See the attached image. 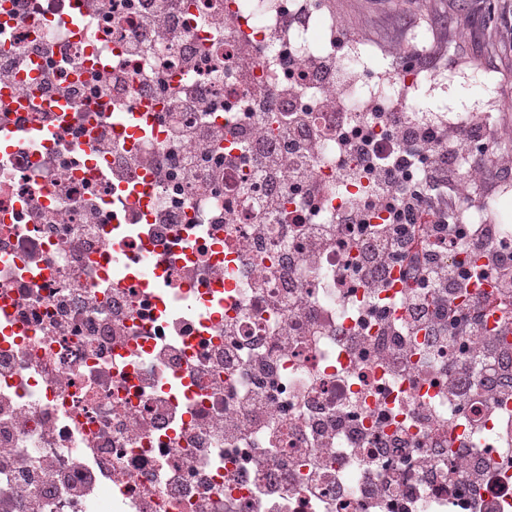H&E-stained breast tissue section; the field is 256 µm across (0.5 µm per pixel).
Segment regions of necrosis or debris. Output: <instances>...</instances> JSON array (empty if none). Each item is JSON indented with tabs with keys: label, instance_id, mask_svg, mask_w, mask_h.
<instances>
[{
	"label": "necrosis or debris",
	"instance_id": "necrosis-or-debris-1",
	"mask_svg": "<svg viewBox=\"0 0 512 512\" xmlns=\"http://www.w3.org/2000/svg\"><path fill=\"white\" fill-rule=\"evenodd\" d=\"M166 2L110 0V19L85 8L74 25L72 0H28L24 16L0 0V91L73 108L0 120V512H512V393L487 394L471 358L488 341L512 359V307L486 311L476 336L387 335L384 322L408 318L398 270L373 297L350 280L357 252L292 255L286 228L306 201L287 173L277 212L258 200L253 140L279 145L301 112L327 188L311 222L336 224L370 189L341 177L359 163L342 137L365 125L362 103L444 90L447 73L337 45L314 0H177L180 41L145 37V8ZM287 57L332 60L342 113L323 111L324 80H299ZM101 76L108 120L89 110ZM158 79L182 109L150 91ZM143 100L153 129L119 136ZM182 127L224 137L181 139ZM186 152L221 160L217 190L158 169ZM506 200L461 198L447 220L512 245ZM295 297L314 313L298 330ZM397 348L400 369L386 360ZM452 360L469 368L455 401Z\"/></svg>",
	"mask_w": 512,
	"mask_h": 512
}]
</instances>
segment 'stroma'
Listing matches in <instances>:
<instances>
[{"mask_svg": "<svg viewBox=\"0 0 512 512\" xmlns=\"http://www.w3.org/2000/svg\"><path fill=\"white\" fill-rule=\"evenodd\" d=\"M489 0H417L418 10L428 12L439 22L448 39L468 35V49L479 71L492 74L493 80L484 85L460 79L449 85V104L467 109L479 108L486 95L499 97L504 107L498 114L502 126V148L512 152V0H490L495 5L496 18L485 22L483 8ZM328 8L337 21L352 35L367 43H378L379 53L396 58L408 48L405 23L408 7L403 0H394L386 11H379L375 0H328Z\"/></svg>", "mask_w": 512, "mask_h": 512, "instance_id": "1", "label": "stroma"}]
</instances>
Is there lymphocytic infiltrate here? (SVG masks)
<instances>
[{
  "instance_id": "obj_1",
  "label": "lymphocytic infiltrate",
  "mask_w": 512,
  "mask_h": 512,
  "mask_svg": "<svg viewBox=\"0 0 512 512\" xmlns=\"http://www.w3.org/2000/svg\"><path fill=\"white\" fill-rule=\"evenodd\" d=\"M371 114L397 149L385 162L378 161L369 136L358 137L356 152L369 165L374 191L353 198L341 213V223L351 225L347 247L362 253L357 276L364 288L377 292L385 285V274L399 266L420 292L409 305L406 329L424 325L431 335H443L446 327L467 335L477 330L483 311L492 305H512V247L494 246L482 225L458 227L447 224L461 195L489 200L499 186L512 181V153L500 147V131L495 120L476 117L464 124H427L413 119L405 100L395 99L388 111L370 106ZM477 146L469 177H462L458 156L469 146ZM388 211L387 223L369 227L370 210ZM464 238L472 250L487 259L484 277L494 280L496 291L471 297L457 306L443 295L445 287L466 291L470 275L460 263H440L439 256L455 239Z\"/></svg>"
}]
</instances>
